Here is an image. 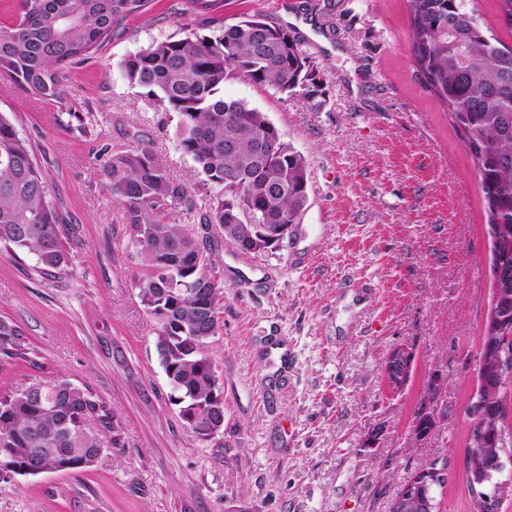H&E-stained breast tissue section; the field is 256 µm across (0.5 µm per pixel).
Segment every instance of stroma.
I'll use <instances>...</instances> for the list:
<instances>
[{"label": "stroma", "mask_w": 512, "mask_h": 512, "mask_svg": "<svg viewBox=\"0 0 512 512\" xmlns=\"http://www.w3.org/2000/svg\"><path fill=\"white\" fill-rule=\"evenodd\" d=\"M226 23L259 13L291 29L321 96L240 80L228 98L265 112L309 162L294 233L241 253L201 223L213 189L175 147L177 113L145 100L118 64L193 23L191 0H153L70 69L65 101L0 74V113L33 147L67 224L69 267L52 277L0 255V317L35 365L0 368V393L33 376L88 386L112 412L88 471L0 477V512H388L431 459L446 464L441 512H470L465 409L491 305L490 241L471 156L409 52L405 0H217ZM150 145L191 208L166 220L196 238L223 282L207 344L224 392V430L188 431L136 286L144 267L103 167ZM412 355L391 392L384 361ZM436 423L414 438L420 410Z\"/></svg>", "instance_id": "stroma-1"}]
</instances>
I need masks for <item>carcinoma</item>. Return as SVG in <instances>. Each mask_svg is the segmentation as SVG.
<instances>
[{"instance_id": "obj_1", "label": "carcinoma", "mask_w": 512, "mask_h": 512, "mask_svg": "<svg viewBox=\"0 0 512 512\" xmlns=\"http://www.w3.org/2000/svg\"><path fill=\"white\" fill-rule=\"evenodd\" d=\"M474 0H407L409 50L425 89L460 129L482 185L491 242L495 331L484 329L477 358L478 395L485 402L483 452L491 461L512 448L506 421L512 377L500 378L499 358L512 366V46L484 27ZM202 19L126 56L123 78L143 96L178 113L176 147L207 181L221 188L201 220L214 224L241 252L265 248L239 239L245 224H295L309 202L306 158L285 141L268 157L265 143L278 131L246 102L224 97V83L242 80L280 94L314 98L319 72L301 41L258 14L234 24L210 15V0H193ZM151 0H19V18L0 27V72L44 98L62 99V76L89 58L130 16ZM145 273L137 282L155 321L156 349L180 418L221 423L223 394L206 346L220 328L222 285L197 241L164 212L186 202L165 166L146 145L112 153L104 170ZM63 217L50 201L31 142L0 113V255L24 253L36 271L53 276L69 263ZM35 364L21 328L0 319V366ZM112 426V414L87 386L36 379L0 395V463L22 474L37 459L60 474L92 468L103 452L96 426ZM467 431L466 480L471 512H483L484 483L471 470Z\"/></svg>"}]
</instances>
